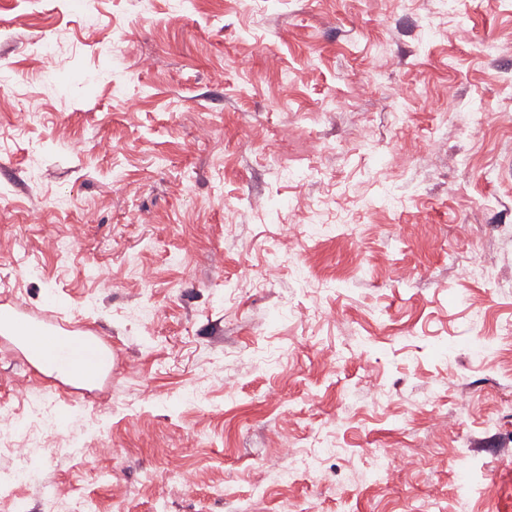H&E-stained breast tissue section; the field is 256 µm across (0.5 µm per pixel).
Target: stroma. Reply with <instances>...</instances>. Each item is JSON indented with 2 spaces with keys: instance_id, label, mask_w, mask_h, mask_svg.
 Masks as SVG:
<instances>
[{
  "instance_id": "35a3bbf8",
  "label": "stroma",
  "mask_w": 512,
  "mask_h": 512,
  "mask_svg": "<svg viewBox=\"0 0 512 512\" xmlns=\"http://www.w3.org/2000/svg\"><path fill=\"white\" fill-rule=\"evenodd\" d=\"M1 70L0 308L112 370L0 336V512H512V0H0ZM66 338L70 345V350L77 356L96 360L99 363H106L108 361V350L94 342L86 341L82 336H61ZM65 339H58L54 345L63 347L66 343ZM105 366H99L91 360L77 359L71 364L66 377L74 383L90 384L103 371Z\"/></svg>"
}]
</instances>
